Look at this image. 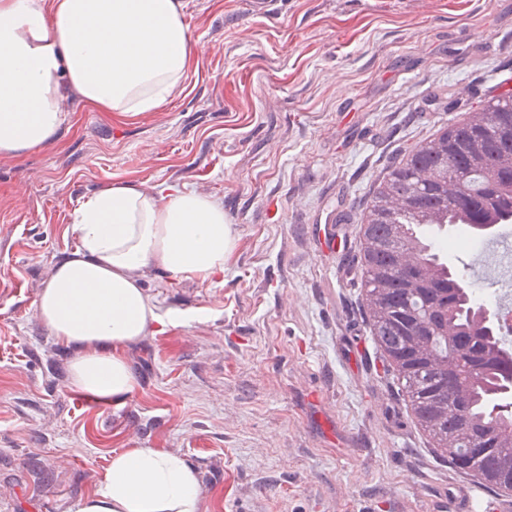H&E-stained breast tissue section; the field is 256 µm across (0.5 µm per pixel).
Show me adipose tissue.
Returning <instances> with one entry per match:
<instances>
[{"label": "adipose tissue", "mask_w": 512, "mask_h": 512, "mask_svg": "<svg viewBox=\"0 0 512 512\" xmlns=\"http://www.w3.org/2000/svg\"><path fill=\"white\" fill-rule=\"evenodd\" d=\"M190 41L182 0H0V158L52 144L76 99L102 112L158 110L186 78ZM73 230L79 246L39 291L36 314L63 342L99 344L74 361L73 386L123 399L136 381L116 349L158 320L137 272L211 281L234 238L212 198L122 181L81 203ZM78 512H204V504L182 456L133 448L113 453Z\"/></svg>", "instance_id": "adipose-tissue-1"}]
</instances>
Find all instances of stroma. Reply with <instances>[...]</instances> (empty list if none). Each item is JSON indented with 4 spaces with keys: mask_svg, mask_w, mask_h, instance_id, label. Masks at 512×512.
Listing matches in <instances>:
<instances>
[{
    "mask_svg": "<svg viewBox=\"0 0 512 512\" xmlns=\"http://www.w3.org/2000/svg\"><path fill=\"white\" fill-rule=\"evenodd\" d=\"M186 78L154 112L71 104L0 159V512H77L113 452L198 471L205 512H432L461 476L412 419L363 307L372 196L415 146L512 94V0H183ZM224 208L210 282L138 274L163 320L121 350L120 405L81 400L35 300L114 181Z\"/></svg>",
    "mask_w": 512,
    "mask_h": 512,
    "instance_id": "stroma-1",
    "label": "stroma"
}]
</instances>
